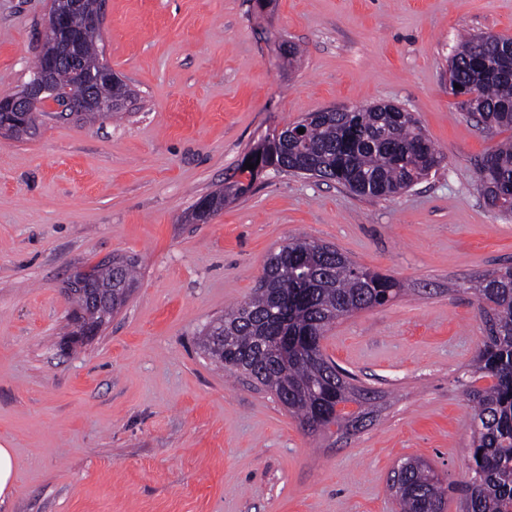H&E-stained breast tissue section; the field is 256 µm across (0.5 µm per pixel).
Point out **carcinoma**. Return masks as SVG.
<instances>
[{
  "label": "carcinoma",
  "instance_id": "cac0c4a2",
  "mask_svg": "<svg viewBox=\"0 0 512 512\" xmlns=\"http://www.w3.org/2000/svg\"><path fill=\"white\" fill-rule=\"evenodd\" d=\"M68 27L77 39L74 59L53 70L49 80L81 102L87 87L77 70L82 60L99 55L101 33L87 24L79 8L71 11ZM511 45L504 35L467 33L449 59L454 80L476 89L470 115L484 129L512 130ZM44 116L40 111L20 117L0 112L1 121L20 120L24 135L36 132ZM307 117L311 121L300 136L284 129L263 138L264 161L275 170L295 173L306 165L314 176L358 196L386 198L410 189L441 162L439 150L408 111L380 112L368 105L349 112H310ZM476 180L489 207L512 213V138L482 157ZM250 189L251 185L235 180L199 200L194 217L204 222L224 206L227 197ZM136 282L133 263L117 259L112 270H100L96 285L115 312ZM470 290L478 303L483 336L469 365L467 392L474 416L465 489L457 492L429 464L409 458L398 465L401 476L394 488L401 512H444L450 492L458 493V512H512V266L480 277ZM399 292L396 280L359 267L335 247L295 238L270 255L246 300L205 326L198 345L225 369L251 379L288 404V413L307 431L347 429L364 418L370 397L324 355L321 340L336 320L382 306ZM295 297L298 301L286 312L288 333L305 336L309 342L283 364L276 355L282 325L275 312ZM71 298L72 336L81 329L78 312L86 299L77 291ZM481 379L491 383L476 385ZM349 401L356 410L343 409Z\"/></svg>",
  "mask_w": 512,
  "mask_h": 512
}]
</instances>
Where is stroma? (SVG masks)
<instances>
[{
    "label": "stroma",
    "mask_w": 512,
    "mask_h": 512,
    "mask_svg": "<svg viewBox=\"0 0 512 512\" xmlns=\"http://www.w3.org/2000/svg\"><path fill=\"white\" fill-rule=\"evenodd\" d=\"M49 7L0 0V96L28 80ZM464 32L512 37V0H105L103 57L132 103L0 138V444L14 455L0 512H400L390 485L411 457L466 481L483 335L469 286L512 265V216L475 182L504 134L448 92ZM383 101L444 155L410 190L365 198L270 169L192 221L266 133ZM293 238L402 288L322 341L374 397L361 429L308 433L198 349ZM113 256L136 261L134 291L64 347L72 272Z\"/></svg>",
    "instance_id": "1"
}]
</instances>
